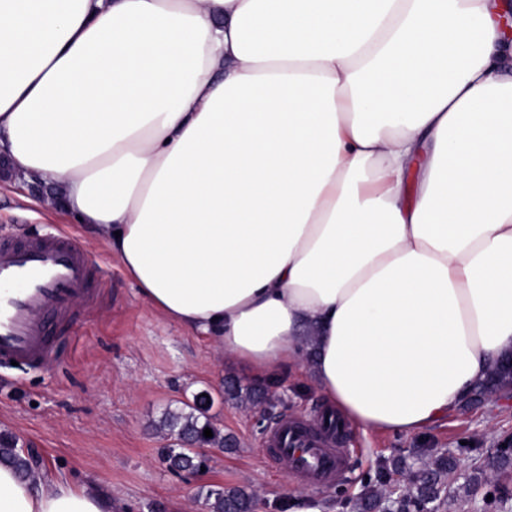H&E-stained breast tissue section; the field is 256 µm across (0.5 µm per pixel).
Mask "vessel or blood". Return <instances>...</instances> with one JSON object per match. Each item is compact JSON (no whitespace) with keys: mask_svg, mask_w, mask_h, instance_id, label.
<instances>
[{"mask_svg":"<svg viewBox=\"0 0 512 512\" xmlns=\"http://www.w3.org/2000/svg\"><path fill=\"white\" fill-rule=\"evenodd\" d=\"M106 278L72 234L0 237V365L42 366L57 358L54 329L103 303ZM271 460L287 462L313 483L342 474V450L327 447L285 422L269 442Z\"/></svg>","mask_w":512,"mask_h":512,"instance_id":"obj_1","label":"vessel or blood"}]
</instances>
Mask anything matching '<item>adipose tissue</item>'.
Listing matches in <instances>:
<instances>
[{"label": "adipose tissue", "mask_w": 512, "mask_h": 512, "mask_svg": "<svg viewBox=\"0 0 512 512\" xmlns=\"http://www.w3.org/2000/svg\"><path fill=\"white\" fill-rule=\"evenodd\" d=\"M500 0H0V153L146 304L416 434L512 355ZM0 512H113L0 464Z\"/></svg>", "instance_id": "obj_1"}]
</instances>
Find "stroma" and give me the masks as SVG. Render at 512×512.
Returning <instances> with one entry per match:
<instances>
[{
	"label": "stroma",
	"mask_w": 512,
	"mask_h": 512,
	"mask_svg": "<svg viewBox=\"0 0 512 512\" xmlns=\"http://www.w3.org/2000/svg\"><path fill=\"white\" fill-rule=\"evenodd\" d=\"M57 189L28 187L0 159V235L23 238L55 229L71 232L107 278L102 309L74 320L64 361L42 367H0V433L19 447L39 449L46 470L72 484L110 494L116 512H207L210 488L243 487L262 500L261 512H289L305 496L320 512H355L365 481L393 460L423 464L453 452L460 470L480 465L481 450L512 436V404L468 401L423 435L351 431L341 478L315 484L271 467L266 439L277 423L320 427L324 396L309 371L274 379L269 399L244 407L224 395V381L254 386L247 368L198 336L152 311L119 259L52 202ZM214 397L211 413L236 445L208 470L176 474L162 462L156 425L199 391Z\"/></svg>",
	"instance_id": "1"
}]
</instances>
